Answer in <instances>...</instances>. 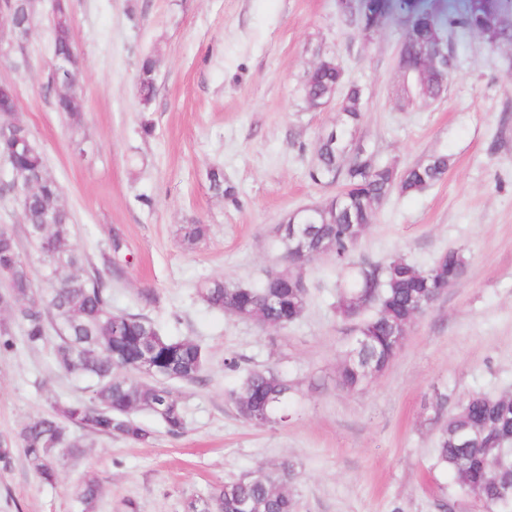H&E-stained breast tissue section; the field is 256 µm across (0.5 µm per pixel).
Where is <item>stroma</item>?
I'll use <instances>...</instances> for the list:
<instances>
[{"label": "stroma", "mask_w": 512, "mask_h": 512, "mask_svg": "<svg viewBox=\"0 0 512 512\" xmlns=\"http://www.w3.org/2000/svg\"><path fill=\"white\" fill-rule=\"evenodd\" d=\"M51 7L39 0L37 35L0 55V81L15 87L18 116L63 186L89 261L100 265L121 242L113 311L150 316L164 334L199 343L208 361L199 381L174 387L182 435L146 413L136 419L153 435L147 445L69 428L82 446L61 451L54 484L20 453L0 468V512H82L87 477L100 486L95 512H185L225 481L284 463L300 512H446V503L447 512H485L434 469L429 405L438 391L452 410L474 392L512 393V45L453 36L455 66L442 97L429 100L399 67L401 24L364 39L336 0H69L82 63L73 122L40 88L54 62ZM146 55L160 68L145 107L137 80ZM325 56L362 90L354 141L377 163L403 171L448 157L441 181L388 195L355 260L401 256L427 268L459 248L468 264L390 367L357 392L337 379L352 332L334 308V255L305 268L308 306L283 328L225 315L197 295L207 280L249 286L284 268L278 224L335 194L309 176L319 137L341 119L339 103L313 110L304 97L306 72ZM213 167L231 195L211 189ZM196 220L210 236L188 249L182 227ZM146 292L156 304L143 303ZM51 350L0 353V438L53 400L85 396ZM256 368L292 385L287 422L257 429L237 415L230 393Z\"/></svg>", "instance_id": "35a3bbf8"}]
</instances>
